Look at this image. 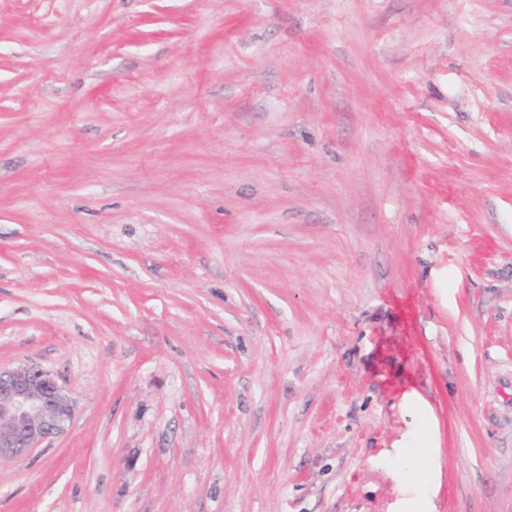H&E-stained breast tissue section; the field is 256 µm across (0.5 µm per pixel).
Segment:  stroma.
Wrapping results in <instances>:
<instances>
[{
  "label": "stroma",
  "instance_id": "obj_1",
  "mask_svg": "<svg viewBox=\"0 0 512 512\" xmlns=\"http://www.w3.org/2000/svg\"><path fill=\"white\" fill-rule=\"evenodd\" d=\"M0 512H512V0H0ZM72 418L73 404L50 370L0 366V460L25 456L63 433Z\"/></svg>",
  "mask_w": 512,
  "mask_h": 512
}]
</instances>
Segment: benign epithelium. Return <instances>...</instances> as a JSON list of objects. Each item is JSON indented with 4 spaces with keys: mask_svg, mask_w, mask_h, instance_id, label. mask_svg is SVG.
I'll list each match as a JSON object with an SVG mask.
<instances>
[{
    "mask_svg": "<svg viewBox=\"0 0 512 512\" xmlns=\"http://www.w3.org/2000/svg\"><path fill=\"white\" fill-rule=\"evenodd\" d=\"M72 418L73 404L50 370L0 366V460L25 456L63 433Z\"/></svg>",
    "mask_w": 512,
    "mask_h": 512,
    "instance_id": "obj_1",
    "label": "benign epithelium"
}]
</instances>
